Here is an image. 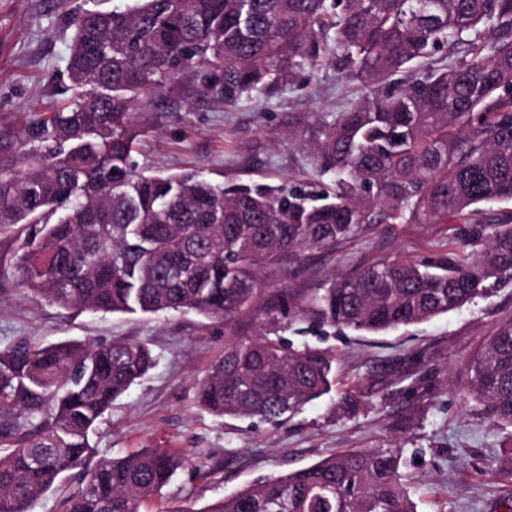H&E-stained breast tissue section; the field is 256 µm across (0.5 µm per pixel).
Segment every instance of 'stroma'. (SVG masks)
Masks as SVG:
<instances>
[{"mask_svg": "<svg viewBox=\"0 0 512 512\" xmlns=\"http://www.w3.org/2000/svg\"><path fill=\"white\" fill-rule=\"evenodd\" d=\"M132 0H0V129H20L30 109L58 98L66 75L75 7L118 9ZM356 83L329 64L305 71L283 92L233 107L213 96L172 89L151 102L147 133L135 154L151 171L201 172L224 183H303L307 155L283 132L304 114L339 110L357 97ZM512 203L482 205L466 223L370 224L329 253L301 257L292 288H311L331 270L368 261L444 255L463 237L478 256ZM16 232L0 231V347L17 340L122 339L149 345L153 368L118 397L97 426L99 455L181 448L191 465L178 472L147 512L198 508L259 478L308 466L343 448L402 449L417 512H503L512 475L501 450L512 433L459 390L466 362L483 336L512 317V277L489 297L430 322L377 336L336 335V386L287 423L220 417L198 406L197 386L224 351L223 324L193 313L122 315L77 311L23 287L14 261Z\"/></svg>", "mask_w": 512, "mask_h": 512, "instance_id": "1", "label": "stroma"}]
</instances>
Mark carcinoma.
<instances>
[{
  "label": "carcinoma",
  "instance_id": "obj_1",
  "mask_svg": "<svg viewBox=\"0 0 512 512\" xmlns=\"http://www.w3.org/2000/svg\"><path fill=\"white\" fill-rule=\"evenodd\" d=\"M69 24L65 104L0 129V227L29 226L23 283L63 307L223 323L224 353L197 391L209 413L279 425L329 393L336 357L290 346L297 325L384 333L512 274L510 222L474 259L459 240L448 257L380 260L312 290L262 277L365 224L462 223L512 202V0H135ZM326 61L361 88L302 128L312 176L333 190L138 170L146 97L189 83L232 107ZM152 364L147 344L122 340L0 347V512H31L73 472L59 512H141L160 494L186 452L99 457L90 442ZM462 390L512 427V318L469 358ZM401 464L396 445L347 448L176 512H417Z\"/></svg>",
  "mask_w": 512,
  "mask_h": 512
}]
</instances>
